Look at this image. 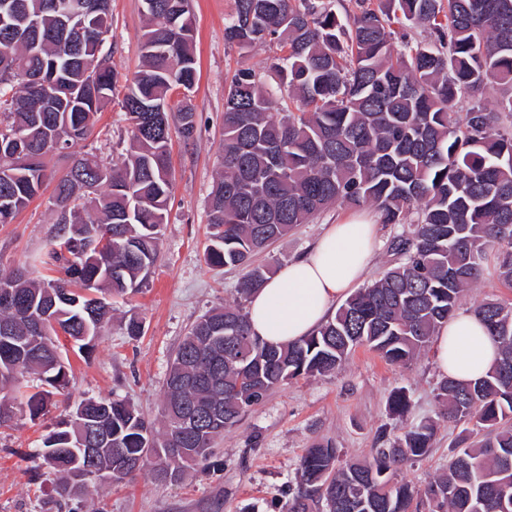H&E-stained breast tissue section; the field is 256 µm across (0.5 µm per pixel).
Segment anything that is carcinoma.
<instances>
[{"mask_svg": "<svg viewBox=\"0 0 512 512\" xmlns=\"http://www.w3.org/2000/svg\"><path fill=\"white\" fill-rule=\"evenodd\" d=\"M142 65L124 86L100 54L112 30L110 0H0V216L14 218L54 176L48 159L85 140L116 102L129 122L119 162L74 156L58 177L50 211L58 231L48 258L58 276L0 273V424L15 394L39 416L68 383L63 336L82 351L112 318L113 297L140 290L155 265L173 193L170 113L185 143L198 115L190 0H142ZM224 41L245 57L258 44L281 52L270 85L250 66L225 90L220 171L210 199L212 268H239L247 299L272 275L254 257L335 204L373 207L383 224H410L389 244L393 264L351 294L317 333L284 345L251 335L247 313L220 306L197 319L170 362L154 429L135 407L88 398L83 423L69 418L43 441L55 502L143 471L177 484L215 440L274 390L325 376L363 346L405 365L452 317L488 263L512 288V0H234ZM495 90L492 107L458 99ZM111 240L86 250L92 238ZM500 357L468 384L448 378L436 399L443 420H476L482 439L459 449L446 473L420 489L393 480L432 447L437 422L415 423L372 458L338 465L340 450L306 449L288 512H512V305L475 308ZM389 413L410 411L406 387ZM189 413L198 431L183 435ZM94 458L77 463L81 447Z\"/></svg>", "mask_w": 512, "mask_h": 512, "instance_id": "1", "label": "carcinoma"}]
</instances>
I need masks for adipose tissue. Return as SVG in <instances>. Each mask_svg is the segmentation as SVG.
Returning a JSON list of instances; mask_svg holds the SVG:
<instances>
[{
	"instance_id": "1",
	"label": "adipose tissue",
	"mask_w": 512,
	"mask_h": 512,
	"mask_svg": "<svg viewBox=\"0 0 512 512\" xmlns=\"http://www.w3.org/2000/svg\"><path fill=\"white\" fill-rule=\"evenodd\" d=\"M379 247L370 218L359 214L330 225L309 251L268 279L249 299L251 332L274 343H293L317 331L367 273ZM440 374L467 383L484 376L499 350L484 324L458 310L432 338Z\"/></svg>"
}]
</instances>
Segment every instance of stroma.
<instances>
[{
  "label": "stroma",
  "mask_w": 512,
  "mask_h": 512,
  "mask_svg": "<svg viewBox=\"0 0 512 512\" xmlns=\"http://www.w3.org/2000/svg\"><path fill=\"white\" fill-rule=\"evenodd\" d=\"M190 7L199 69L190 98L199 123L194 140L172 141L175 181L159 259L137 293L114 300L112 321L94 347L70 353V383L43 416L30 419L24 399L16 400L12 420L0 426V512H285V491L296 483L299 461L312 444L339 448L345 462L362 460L378 448L381 431L397 435L404 423L439 420L441 376L432 352L401 367L360 347L336 372L300 377L270 393L216 440L214 455L188 469L181 484H160L145 472L57 510L53 476L39 450L70 406L88 397H107L158 419L169 363L183 336L210 308L240 301L236 288L241 270L212 268L203 261L208 196L219 170L224 92L240 61L237 50L224 42V19L233 0H191ZM111 10L112 31L103 49L111 53L112 67L123 78L140 65L145 18L141 0H112ZM127 141L124 115L111 105L78 149L110 164L118 161ZM52 194V187H45L11 223L0 224V270L25 267L47 275L44 258L55 230L49 210ZM348 214L347 208L336 206L311 223L297 225L258 255L257 263L283 268L305 253L326 225ZM134 312L143 318L145 332L132 339L123 323ZM397 386L407 387L410 395L411 411L403 420L387 406ZM439 422L430 452L399 467L396 480L424 486L446 471L460 436L477 432L468 421Z\"/></svg>",
  "instance_id": "obj_1"
}]
</instances>
